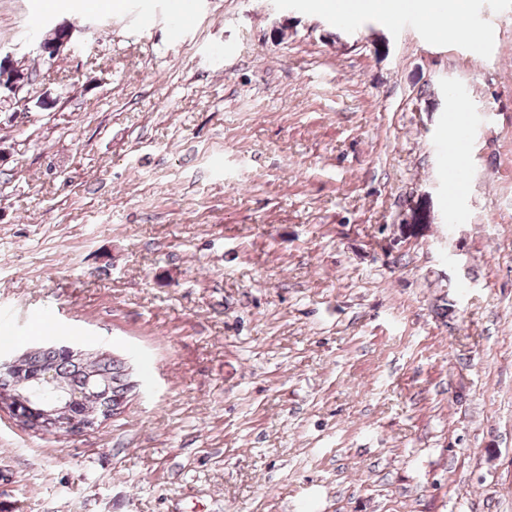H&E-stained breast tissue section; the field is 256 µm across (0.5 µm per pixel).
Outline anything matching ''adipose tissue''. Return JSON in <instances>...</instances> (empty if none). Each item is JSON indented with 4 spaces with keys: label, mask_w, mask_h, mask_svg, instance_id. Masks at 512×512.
I'll use <instances>...</instances> for the list:
<instances>
[{
    "label": "adipose tissue",
    "mask_w": 512,
    "mask_h": 512,
    "mask_svg": "<svg viewBox=\"0 0 512 512\" xmlns=\"http://www.w3.org/2000/svg\"><path fill=\"white\" fill-rule=\"evenodd\" d=\"M468 6V0H354L355 14L394 20L412 11L426 17L440 29L456 27L463 20Z\"/></svg>",
    "instance_id": "ef3b65f1"
}]
</instances>
